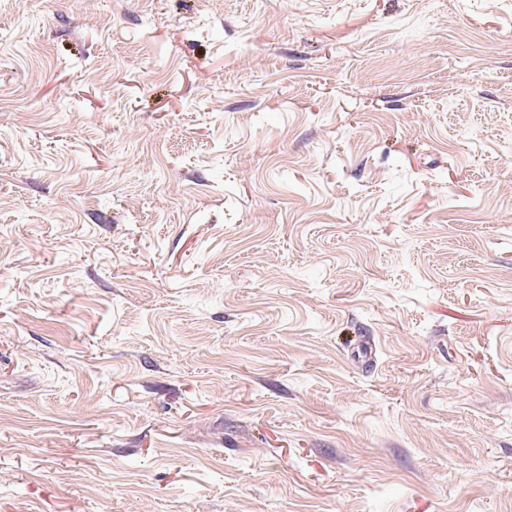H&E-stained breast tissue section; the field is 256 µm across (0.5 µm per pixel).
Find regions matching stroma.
Listing matches in <instances>:
<instances>
[{
  "instance_id": "35a3bbf8",
  "label": "stroma",
  "mask_w": 512,
  "mask_h": 512,
  "mask_svg": "<svg viewBox=\"0 0 512 512\" xmlns=\"http://www.w3.org/2000/svg\"><path fill=\"white\" fill-rule=\"evenodd\" d=\"M0 512H512V0H0Z\"/></svg>"
}]
</instances>
